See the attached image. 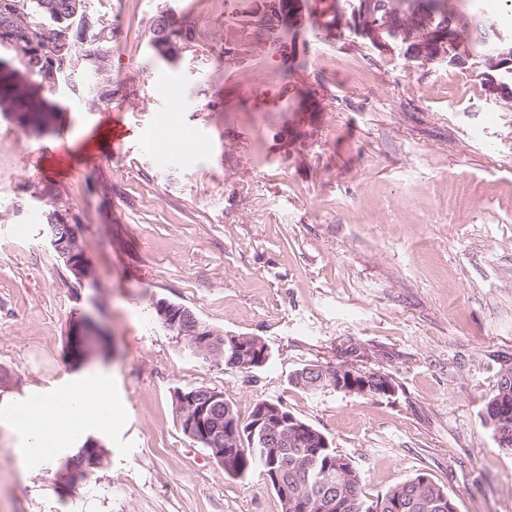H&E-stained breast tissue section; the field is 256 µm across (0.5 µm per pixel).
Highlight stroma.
<instances>
[{
    "mask_svg": "<svg viewBox=\"0 0 512 512\" xmlns=\"http://www.w3.org/2000/svg\"><path fill=\"white\" fill-rule=\"evenodd\" d=\"M274 2L89 0L112 32L109 100L42 90L58 109L42 134L0 116V400L98 377L115 408L86 432L106 456L72 482L77 442L26 472L0 427V512H281L260 470L228 475L183 433L173 394L197 386L243 418L280 402L352 460L366 501L424 473L459 512H512V452L483 422L512 366V66L474 49L468 0H449L462 52L430 61L337 25L357 0H301L282 39L260 28ZM165 10L197 32L172 62L151 47ZM199 130L204 150H176ZM452 187L475 201L455 206ZM52 207L91 280L41 235ZM160 299L260 338L268 363L241 373L190 353L157 320ZM86 321L102 335L76 356ZM336 363L388 374L395 395L292 382ZM61 219L65 222L62 225L66 228V232L62 239L58 241L53 239L51 247L66 262L77 279H85L89 277L87 272L89 265L85 260L81 241L75 226L70 224L66 215L61 213Z\"/></svg>",
    "mask_w": 512,
    "mask_h": 512,
    "instance_id": "1",
    "label": "stroma"
}]
</instances>
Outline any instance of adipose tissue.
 <instances>
[{
	"instance_id": "1",
	"label": "adipose tissue",
	"mask_w": 512,
	"mask_h": 512,
	"mask_svg": "<svg viewBox=\"0 0 512 512\" xmlns=\"http://www.w3.org/2000/svg\"><path fill=\"white\" fill-rule=\"evenodd\" d=\"M111 402L108 390L100 385L48 397L44 409L36 414L0 405V423L12 433L13 451L21 466L29 470L85 428L110 422L107 407Z\"/></svg>"
}]
</instances>
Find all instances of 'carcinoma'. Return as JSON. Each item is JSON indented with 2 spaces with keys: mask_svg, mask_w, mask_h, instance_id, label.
Wrapping results in <instances>:
<instances>
[{
  "mask_svg": "<svg viewBox=\"0 0 512 512\" xmlns=\"http://www.w3.org/2000/svg\"><path fill=\"white\" fill-rule=\"evenodd\" d=\"M377 19L385 8L400 4L405 19L389 26L383 37L407 44L412 57L422 53L415 31L427 27L454 31V12L448 0H377ZM296 13L293 0H278L263 21L267 29L288 37L294 25L282 22L283 13ZM165 14L156 18L152 44L154 55L164 59L172 45L166 43ZM496 40L483 37L480 42L487 66L497 68L512 62V45L494 47ZM16 55H0V67L18 64L23 71L45 86H66L91 105L104 102L112 76L106 66L109 56L105 29L87 10V0H0V49ZM0 114L13 118L24 129L42 131L55 120L54 109L42 99H35L0 74ZM277 411L283 417L292 413L280 402L261 401L254 405L243 429H248L262 409ZM484 423L491 430L497 446L512 452V384L496 386L485 397ZM321 437L311 433L288 438L276 448H264L260 439L245 435L235 448L237 464L224 468L228 474L242 476L253 468L263 475H280L288 484V499H280L282 512H453L456 498L424 473L401 482L369 505L363 499L362 476L351 460L333 448L319 447Z\"/></svg>",
  "mask_w": 512,
  "mask_h": 512,
  "instance_id": "carcinoma-1",
  "label": "carcinoma"
}]
</instances>
